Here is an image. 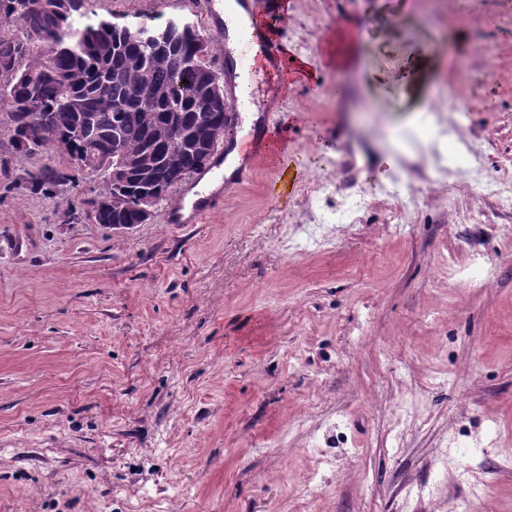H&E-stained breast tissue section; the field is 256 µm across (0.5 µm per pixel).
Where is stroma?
Instances as JSON below:
<instances>
[{
	"mask_svg": "<svg viewBox=\"0 0 512 512\" xmlns=\"http://www.w3.org/2000/svg\"><path fill=\"white\" fill-rule=\"evenodd\" d=\"M288 4L317 83L255 102L292 118L291 190L271 158L202 223L166 221L187 182L110 231L84 206L101 174L0 135V512H512V211L467 186L512 165V0ZM90 8L210 25L202 0ZM441 87L481 110L427 114ZM430 117L458 161L411 141ZM44 164L73 181L31 190ZM359 197L362 223H321Z\"/></svg>",
	"mask_w": 512,
	"mask_h": 512,
	"instance_id": "obj_1",
	"label": "stroma"
}]
</instances>
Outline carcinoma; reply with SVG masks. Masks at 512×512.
<instances>
[{
    "label": "carcinoma",
    "instance_id": "1",
    "mask_svg": "<svg viewBox=\"0 0 512 512\" xmlns=\"http://www.w3.org/2000/svg\"><path fill=\"white\" fill-rule=\"evenodd\" d=\"M89 0H0V101L9 104L11 143L19 151L59 149L81 168L112 170V145L132 156H149L148 170H134L127 182L134 196L147 189L167 193L201 169L197 149L205 140L220 143L224 99L209 88H224V72L208 54L213 40L203 28L179 20L163 24L125 22L123 16L90 18ZM206 40V54L190 52V40ZM36 84L29 83L31 76ZM173 114L181 134L169 151L154 138ZM65 169L38 167L26 172L31 189L51 194L72 180ZM117 186L83 202L97 224H132L134 212L118 220L100 208Z\"/></svg>",
    "mask_w": 512,
    "mask_h": 512
}]
</instances>
